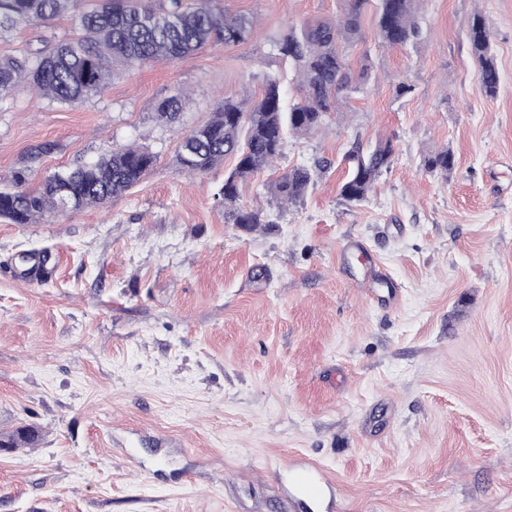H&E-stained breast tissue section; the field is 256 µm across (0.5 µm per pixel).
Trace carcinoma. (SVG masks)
<instances>
[{"label": "carcinoma", "mask_w": 512, "mask_h": 512, "mask_svg": "<svg viewBox=\"0 0 512 512\" xmlns=\"http://www.w3.org/2000/svg\"><path fill=\"white\" fill-rule=\"evenodd\" d=\"M420 0H347L334 20L292 27L277 42L279 54L294 67L300 97L286 98L278 77L267 79L263 94L249 108L226 98L211 117L187 134L178 147L177 162L188 174H203L235 158V167L220 191L227 224L253 227L264 223L258 209L238 203L240 184L267 169L283 154L285 138L306 136L327 124L339 100L364 90L366 72H352L341 45L361 35L362 19L373 9L380 38L391 48L417 44ZM83 0H0V38L19 27L68 18L80 30L75 40L37 50L18 59L0 56V104L26 85L52 102L74 104L97 95L114 69L142 66L158 59L176 60L207 45L240 44L253 33L245 16H229L211 0H100L91 9ZM472 56L480 68L481 93H498L500 75L491 54V31L480 14L467 24ZM185 96L162 100L156 119L172 124ZM392 140L375 144L354 142L343 156L347 176L340 196L349 202L366 198L375 182L390 168ZM157 155L140 148L118 147L74 169L47 176L36 189L25 188L26 176L15 174L13 188L0 189V217L13 224H33L48 215L65 214L101 204L136 186L154 167ZM454 153L443 148L430 154L425 169L448 177ZM313 182L312 172L293 167L270 185L278 203L301 201ZM38 441V432L21 427L0 437V448L14 449Z\"/></svg>", "instance_id": "carcinoma-1"}]
</instances>
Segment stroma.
<instances>
[{"label":"stroma","mask_w":512,"mask_h":512,"mask_svg":"<svg viewBox=\"0 0 512 512\" xmlns=\"http://www.w3.org/2000/svg\"><path fill=\"white\" fill-rule=\"evenodd\" d=\"M253 20L243 44L114 71L68 106L21 91L0 107V188L135 144L137 186L36 224L0 218V512H312L303 460L333 480L331 512H512V0H425L422 40L381 44L372 14L347 49L367 70L313 135L241 184L248 232L219 195L235 161L188 175L181 139L267 77L296 95L274 47L345 0H217ZM483 14L500 73L479 91L467 22ZM69 20L16 30L0 56L73 37ZM405 81L411 94L398 95ZM186 93L180 122L155 117ZM391 139L360 203L338 192L354 142ZM450 147L448 177L425 170ZM318 169L303 201L266 186Z\"/></svg>","instance_id":"1"}]
</instances>
